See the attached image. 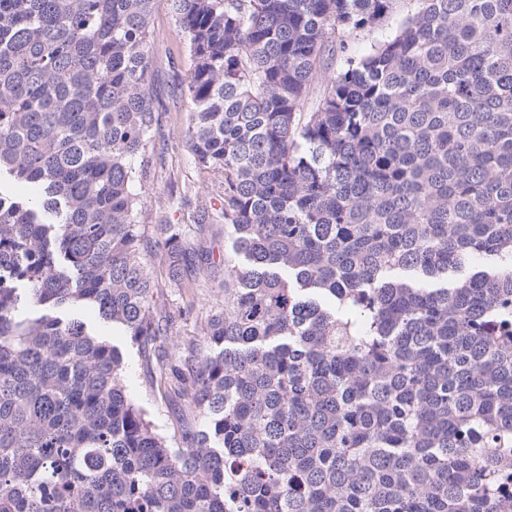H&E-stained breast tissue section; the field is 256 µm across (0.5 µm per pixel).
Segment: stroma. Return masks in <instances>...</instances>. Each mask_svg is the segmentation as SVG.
Masks as SVG:
<instances>
[{"label": "stroma", "instance_id": "35a3bbf8", "mask_svg": "<svg viewBox=\"0 0 512 512\" xmlns=\"http://www.w3.org/2000/svg\"><path fill=\"white\" fill-rule=\"evenodd\" d=\"M155 61L151 81L159 123L153 134L154 181L144 202L151 212L165 213L170 222L182 225L195 250L203 254L202 264L184 274V286L170 283L164 251H157L151 271L166 306L190 309V319L177 326L169 343H180L200 336L209 315L224 303V254L229 244L224 225L216 221L220 199L210 175L200 170L192 157L185 136L187 103L179 83L192 66L186 37L166 5H159L152 19ZM208 213L213 223H199L200 213ZM106 337L122 351L126 362V385L131 399L144 408L161 432L173 434L184 411L182 403L162 397L149 386V372L138 347L116 328Z\"/></svg>", "mask_w": 512, "mask_h": 512}]
</instances>
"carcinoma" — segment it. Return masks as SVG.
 <instances>
[{"mask_svg": "<svg viewBox=\"0 0 512 512\" xmlns=\"http://www.w3.org/2000/svg\"><path fill=\"white\" fill-rule=\"evenodd\" d=\"M158 0H0V512H512V0H166L224 306L120 350L196 254L142 202ZM393 19H390V21H387L384 23L383 27L376 28L370 32L363 31V32H354L347 38L348 40V46L349 50L352 53L355 54H363L365 53L369 47L370 44L379 38L382 33L388 30V28L391 27L394 23ZM388 24V25H387ZM105 336L122 351L126 362V385L131 399L144 408L161 432L172 436L185 414L183 403L162 397L149 386V372L143 354L117 328L104 329Z\"/></svg>", "mask_w": 512, "mask_h": 512, "instance_id": "cac0c4a2", "label": "carcinoma"}]
</instances>
